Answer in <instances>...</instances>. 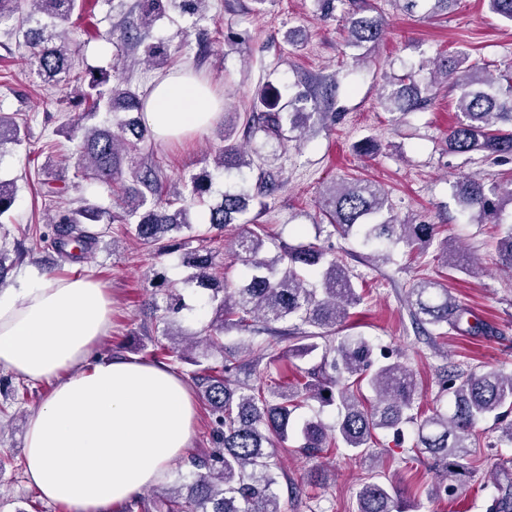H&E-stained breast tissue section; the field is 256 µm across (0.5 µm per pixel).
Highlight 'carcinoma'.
Masks as SVG:
<instances>
[{"label": "carcinoma", "instance_id": "obj_1", "mask_svg": "<svg viewBox=\"0 0 512 512\" xmlns=\"http://www.w3.org/2000/svg\"><path fill=\"white\" fill-rule=\"evenodd\" d=\"M182 12H205L208 0H138L141 23L148 27L171 3ZM489 10L512 23V0H487ZM83 8V0H0V25L20 21L24 45L28 49L36 76L41 82L84 107V118L101 110L115 118L113 126L84 127L76 146L77 165L83 178L107 187L120 201L122 214L114 215L84 201L76 208L54 211L46 227L28 224L22 239L14 242V261L28 254L24 241L50 243L62 258L76 262L97 246L107 233L97 225L122 221L140 244L161 255L182 248L183 263L193 269L191 281L212 287L208 305L212 318L206 329L196 333L207 347H223L224 327L257 331L252 321H262L269 335H282L274 327L279 322H295L298 336L295 355L306 356L319 348L317 339L344 324L362 296L336 255L313 243L281 247L273 258L265 255L268 232L262 224L235 242L238 259L244 267L242 283L234 288L218 279L213 250L207 238L190 246L181 233L192 228L190 207L204 201L211 189V175L192 174L167 199L156 197L164 177L155 161L136 160L153 138L143 120L146 94L120 81L112 83L114 66L76 73L72 66L74 39L64 25ZM382 16L365 14L352 8L344 15L347 42L353 47L376 44L384 32ZM466 56L460 52L434 62L435 73L457 93L458 114L448 130V152H480L492 161L512 157V75L493 77L478 66L462 67ZM322 82L311 83L304 101L294 111H275L281 96L277 88L262 87L251 111L224 113L243 118L242 134L254 139L260 133L279 135L283 126L303 135L328 113L319 111ZM434 82H420L409 71L389 84L384 94L386 108L405 115L428 105ZM26 124L15 115L0 111V154L6 145H21ZM224 146L215 165L226 171L247 165L236 142L223 134ZM130 170L135 186L121 182ZM276 185L261 177L257 191L226 189L221 202L209 208L208 230L224 233V226L247 221L251 202L271 194ZM462 212L480 223L496 227L499 266L512 272V224L501 219L504 201L512 203V178L490 186L466 178L455 185ZM16 186L0 179V216L16 201ZM322 204L333 232L354 236L377 261L391 260L392 246L403 242L412 248H427L439 233L436 224H401L397 221L388 192L371 182L342 181L331 186ZM320 277L322 288L308 287L301 271ZM407 304L413 322L422 332L444 327L460 329L469 311L458 303L448 288L435 280L422 279L410 288ZM182 308L178 295L167 291L163 305H154L156 322L163 325L161 336L170 341L164 353L175 362L186 359L181 337L185 333L169 327L168 313ZM267 348L241 341L237 351L225 360L218 372L207 368L194 375L197 387L212 414L210 438L213 448L201 457H191V479L145 504L135 496L125 502L122 512H280L278 485L280 461L275 443L285 444L297 436L299 450L309 458H319L329 449L342 447L353 456H367L377 443L378 431H398L414 420L411 411L418 398V383L412 369L389 361V355L376 352L364 336L345 335L328 344L319 365L306 371L299 380L263 387L232 381L227 374L242 368V360L260 362ZM366 385L373 393L365 404L356 390ZM443 388L451 396L450 409L436 410L420 421L417 428L419 453L433 459L447 471L452 483L439 491L456 497L470 478L468 458L476 445L474 429L488 417L500 424V441L512 444V371L490 369L463 373L450 365L444 371ZM309 400L338 410V419L326 425L309 419L296 427L293 412ZM492 488L488 512H512V475L505 472L490 477ZM402 495L397 485L380 480L366 481L356 492V512H402Z\"/></svg>", "mask_w": 512, "mask_h": 512}]
</instances>
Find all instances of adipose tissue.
<instances>
[{"instance_id": "ef3b65f1", "label": "adipose tissue", "mask_w": 512, "mask_h": 512, "mask_svg": "<svg viewBox=\"0 0 512 512\" xmlns=\"http://www.w3.org/2000/svg\"><path fill=\"white\" fill-rule=\"evenodd\" d=\"M221 105L188 73L156 83L143 118L160 139L210 126ZM112 296L88 276L20 275L0 290V367L36 385L56 380L28 418L24 476L40 499L106 512L162 482L195 424L190 386L162 364L92 361L111 325Z\"/></svg>"}]
</instances>
